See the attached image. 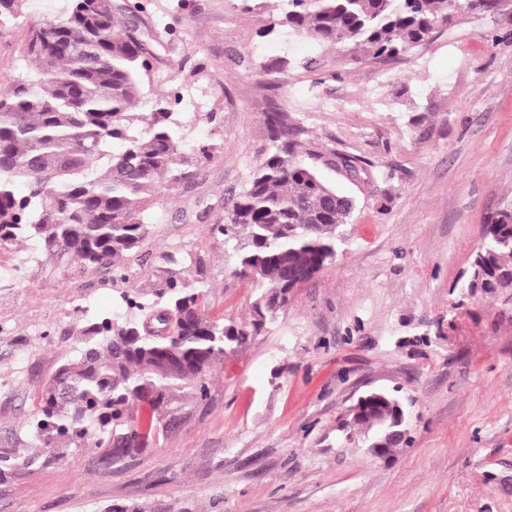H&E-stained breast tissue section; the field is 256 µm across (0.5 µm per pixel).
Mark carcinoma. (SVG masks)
Instances as JSON below:
<instances>
[{"instance_id":"1","label":"carcinoma","mask_w":512,"mask_h":512,"mask_svg":"<svg viewBox=\"0 0 512 512\" xmlns=\"http://www.w3.org/2000/svg\"><path fill=\"white\" fill-rule=\"evenodd\" d=\"M24 2L0 0V29ZM279 2V24L295 34L390 61L426 44L470 0ZM150 56L136 29L117 30L112 0H68L63 13L30 26L29 75L0 94V246L26 236L83 270L123 269L146 237L157 197L191 175L166 97L151 99L143 128L132 112ZM300 133L288 113H274L269 146L217 225L234 273L259 289L250 323L211 316L202 291L171 268L133 285L122 295L130 316L87 320L79 355L43 390L36 430L47 460L72 446L107 448L115 460L148 447L175 404L205 398L216 364L259 335L292 289L335 262L354 206L299 156ZM331 164L355 179L366 173L355 156ZM511 287L506 208L483 225L465 288L474 295ZM398 392L385 391L389 404L355 420L364 440L387 436L388 454L411 444L392 407L402 403Z\"/></svg>"}]
</instances>
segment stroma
<instances>
[{
	"label": "stroma",
	"mask_w": 512,
	"mask_h": 512,
	"mask_svg": "<svg viewBox=\"0 0 512 512\" xmlns=\"http://www.w3.org/2000/svg\"><path fill=\"white\" fill-rule=\"evenodd\" d=\"M119 27L151 35L152 93L168 95L192 174L162 194L125 264L60 266L32 240L0 247V512H512V288L462 292L488 216L512 208V0L454 13L402 59L354 61L278 26L276 0H148ZM67 0H26L0 31V89L31 22ZM287 60L272 85L257 63ZM301 127V154L356 201L336 261L294 289L205 399L138 455L71 449L37 461L43 389L77 355L82 314L125 317L120 295L173 258L216 317L245 320L254 285L216 232L269 143L268 116ZM360 157L354 182L328 165ZM425 333L428 343L416 342ZM399 389L411 446L388 459L347 437V409Z\"/></svg>",
	"instance_id": "35a3bbf8"
}]
</instances>
